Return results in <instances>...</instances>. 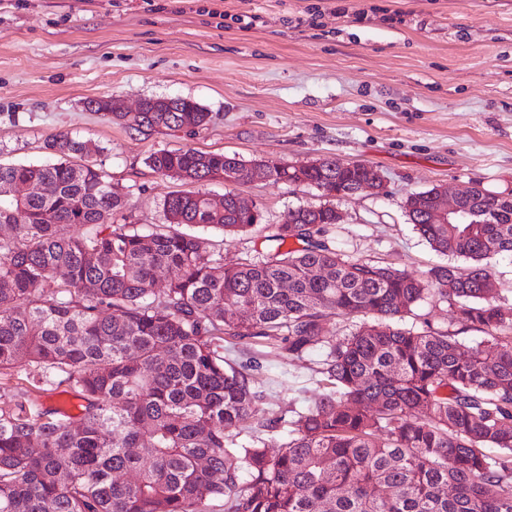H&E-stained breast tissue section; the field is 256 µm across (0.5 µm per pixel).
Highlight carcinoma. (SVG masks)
Returning a JSON list of instances; mask_svg holds the SVG:
<instances>
[{
	"label": "carcinoma",
	"mask_w": 512,
	"mask_h": 512,
	"mask_svg": "<svg viewBox=\"0 0 512 512\" xmlns=\"http://www.w3.org/2000/svg\"><path fill=\"white\" fill-rule=\"evenodd\" d=\"M158 102L113 119L149 134L211 120L190 98L179 112ZM45 149L47 162L0 164V376L37 365L35 392L68 394L78 413L28 390L0 404V512H512V322L486 286L494 260L512 256V194L472 188L464 224L432 223L408 194L416 233L467 262L417 274L315 238L372 166L281 163L271 181L328 202L289 209L264 259L226 264L178 227L227 238L262 222L235 191L216 211L201 189L229 170L247 183L244 160L150 154L153 172L187 188L163 198L166 223L144 232L114 222L125 195L93 160L97 145L59 131ZM159 272L170 278L157 292ZM427 296L485 348L405 327ZM329 314L361 321L336 338ZM244 339L297 358L324 351L318 392L294 418L272 407L254 424L261 382L224 360V343ZM247 430L266 438L243 444Z\"/></svg>",
	"instance_id": "obj_1"
}]
</instances>
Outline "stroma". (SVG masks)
Segmentation results:
<instances>
[{"mask_svg": "<svg viewBox=\"0 0 512 512\" xmlns=\"http://www.w3.org/2000/svg\"><path fill=\"white\" fill-rule=\"evenodd\" d=\"M227 13L156 12L145 0H0V162H43L64 131L96 143L99 165L126 195L127 223H164L163 197L181 190L145 163L158 150L195 148L246 161L319 157L373 165L380 194L337 201L342 223L325 236L345 254L422 273L442 258L402 209L408 193L479 184L512 192V0H199ZM263 15L243 30L235 14ZM194 99L212 114L195 131L144 135L92 99ZM264 219L223 241L197 229L225 261L260 260L288 209L320 192L257 181L239 186ZM317 351L275 350L260 369L284 411L315 393Z\"/></svg>", "mask_w": 512, "mask_h": 512, "instance_id": "35a3bbf8", "label": "stroma"}]
</instances>
